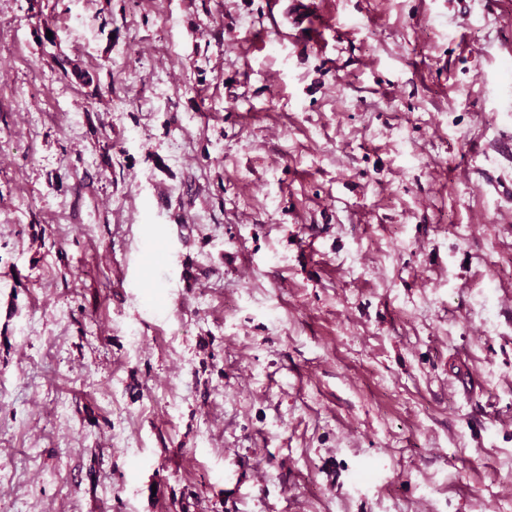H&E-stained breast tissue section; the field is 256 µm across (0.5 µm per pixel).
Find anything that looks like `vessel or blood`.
<instances>
[{"instance_id":"1","label":"vessel or blood","mask_w":512,"mask_h":512,"mask_svg":"<svg viewBox=\"0 0 512 512\" xmlns=\"http://www.w3.org/2000/svg\"><path fill=\"white\" fill-rule=\"evenodd\" d=\"M268 19L272 29L287 27V39L300 50L319 48L324 38L315 0H292L283 5L282 0H269Z\"/></svg>"}]
</instances>
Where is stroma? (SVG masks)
I'll return each mask as SVG.
<instances>
[{"label":"stroma","mask_w":512,"mask_h":512,"mask_svg":"<svg viewBox=\"0 0 512 512\" xmlns=\"http://www.w3.org/2000/svg\"><path fill=\"white\" fill-rule=\"evenodd\" d=\"M318 3L0 0V512H512V0ZM282 0H270L268 19L271 29L287 38L297 49L310 51L318 49L324 39L318 7L312 0H296L284 9ZM288 17V32L281 28V19Z\"/></svg>","instance_id":"obj_1"}]
</instances>
